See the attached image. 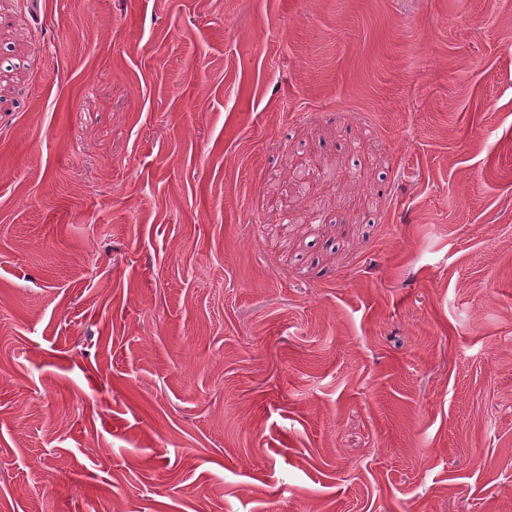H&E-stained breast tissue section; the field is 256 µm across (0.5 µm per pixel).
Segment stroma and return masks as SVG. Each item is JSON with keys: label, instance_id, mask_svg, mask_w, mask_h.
<instances>
[{"label": "stroma", "instance_id": "obj_1", "mask_svg": "<svg viewBox=\"0 0 512 512\" xmlns=\"http://www.w3.org/2000/svg\"><path fill=\"white\" fill-rule=\"evenodd\" d=\"M0 512H512V0H0Z\"/></svg>", "mask_w": 512, "mask_h": 512}]
</instances>
